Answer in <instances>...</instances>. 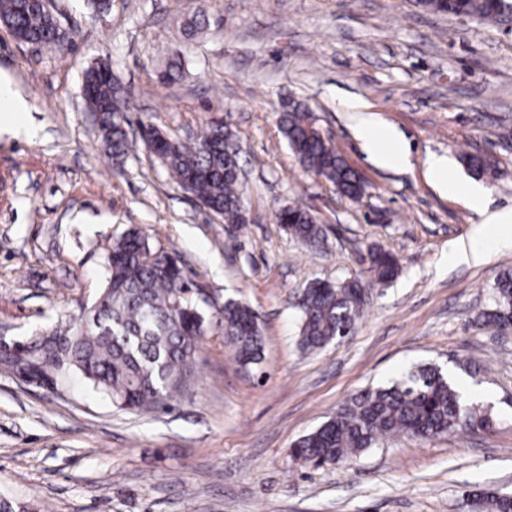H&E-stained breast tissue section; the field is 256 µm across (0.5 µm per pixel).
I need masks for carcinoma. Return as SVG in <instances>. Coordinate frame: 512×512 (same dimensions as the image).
Segmentation results:
<instances>
[{"label":"carcinoma","mask_w":512,"mask_h":512,"mask_svg":"<svg viewBox=\"0 0 512 512\" xmlns=\"http://www.w3.org/2000/svg\"><path fill=\"white\" fill-rule=\"evenodd\" d=\"M417 5L435 14L489 20L511 7L512 0H417ZM0 24L25 42L64 47L56 16L35 0H0ZM112 75V67L105 63L88 68L84 82L94 85V90L84 101L98 117L102 141L119 159L129 155L135 140L128 138L121 115L112 109L114 102L121 111L128 109V91ZM282 132L306 171L325 178L350 199L363 195L364 185L309 121L306 110L295 107L286 112ZM156 150L185 192L223 217L224 223H245L239 206V151L230 129L210 125L195 139L167 136ZM281 219L288 234L302 243L322 234L316 217L299 204L285 207ZM149 248L145 236L130 228L115 245L108 274L85 318L68 336V361L61 366L54 355L38 352L31 360L38 372L63 376L74 372L121 409L166 404L192 365L207 319L195 305L188 313L175 312L176 290L191 287L192 281L181 269L165 273L145 263L141 253ZM372 269L377 280L386 281L398 273L399 265L393 254L378 250ZM364 287L358 278L310 283L297 305L300 348L315 351L352 335L362 306L353 305L351 291ZM216 317L235 343L238 361L244 366L259 363L263 351L259 314L245 302L228 299L216 308ZM478 319L502 330L512 328V269L499 275L491 301ZM488 426L489 417L482 411L464 407L459 390L440 367L426 364L409 370L391 386L362 393L351 416L331 419L302 437L293 456L346 464L382 437L408 433L427 438Z\"/></svg>","instance_id":"cac0c4a2"}]
</instances>
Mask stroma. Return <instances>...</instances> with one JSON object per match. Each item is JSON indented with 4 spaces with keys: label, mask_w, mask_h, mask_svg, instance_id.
I'll return each mask as SVG.
<instances>
[{
    "label": "stroma",
    "mask_w": 512,
    "mask_h": 512,
    "mask_svg": "<svg viewBox=\"0 0 512 512\" xmlns=\"http://www.w3.org/2000/svg\"><path fill=\"white\" fill-rule=\"evenodd\" d=\"M200 10L209 25L187 38L182 23ZM54 14L63 51L0 25V71L40 127L0 137V495L36 512H475L472 493L512 492V334L477 322L512 243L488 236L483 262L452 265L477 217L427 175L428 157H444L492 208L512 207V27L416 0H110L103 12L54 0ZM178 54L181 77L161 80ZM98 63L131 93L129 134L145 123L184 138L215 120L233 131L247 223L204 209L145 145L112 159L81 94ZM296 104L364 183L361 198L304 171L281 133ZM359 105L403 134L404 168L368 159ZM470 153L495 176L469 170ZM296 203L323 228L314 244L276 220ZM131 227L178 259L195 302L242 299L260 313V364L241 365L209 329L182 388L142 412L78 375H31L29 351L79 323ZM378 248L399 257L395 279L375 280ZM353 277L370 284L354 336L302 352L295 298ZM425 363L482 397L491 427L401 435L338 466L293 458L361 392Z\"/></svg>",
    "instance_id": "35a3bbf8"
}]
</instances>
